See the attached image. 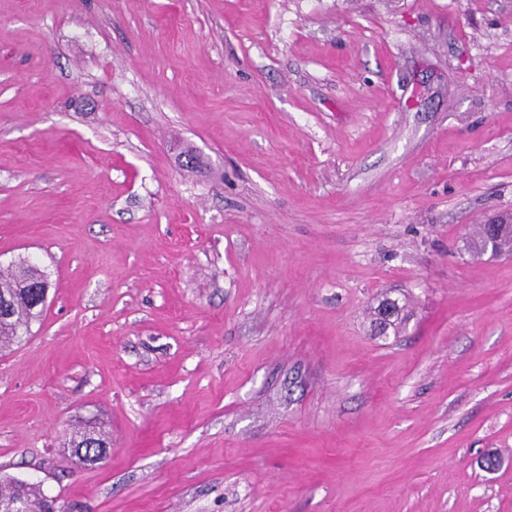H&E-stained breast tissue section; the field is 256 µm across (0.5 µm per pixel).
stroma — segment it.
I'll return each mask as SVG.
<instances>
[{"label": "stroma", "instance_id": "stroma-1", "mask_svg": "<svg viewBox=\"0 0 512 512\" xmlns=\"http://www.w3.org/2000/svg\"><path fill=\"white\" fill-rule=\"evenodd\" d=\"M483 224H512V0H0V274L50 283L0 352V480L63 512H512ZM21 494L27 503V512H53L52 504L56 501L52 497L45 496L40 486L35 483L20 480Z\"/></svg>", "mask_w": 512, "mask_h": 512}]
</instances>
